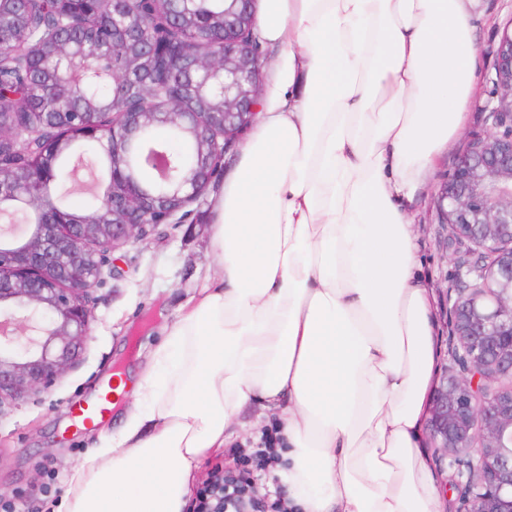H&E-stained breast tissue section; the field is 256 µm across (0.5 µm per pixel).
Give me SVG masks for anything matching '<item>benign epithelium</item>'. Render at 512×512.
Listing matches in <instances>:
<instances>
[{"instance_id":"1","label":"benign epithelium","mask_w":512,"mask_h":512,"mask_svg":"<svg viewBox=\"0 0 512 512\" xmlns=\"http://www.w3.org/2000/svg\"><path fill=\"white\" fill-rule=\"evenodd\" d=\"M132 0H112V44L129 49L125 66L143 85L163 82L159 111L132 100L112 116V143L103 126L90 121L79 135L96 138L112 153V190L103 200L110 224L68 217L29 224L16 238L0 228V415L27 400H39L81 358L95 320L91 295L104 281L111 253L148 239L163 224H187L192 206L204 202L208 186L224 171V155L256 119L264 59L255 31V0H231L234 12L224 32L197 40L180 64L197 80L176 79L165 66L163 37L143 33L130 11ZM90 33L64 53L77 60L100 49ZM37 72L52 65L37 41L25 59ZM490 91L491 123L467 143L454 168L434 189L440 223L452 228L460 250L452 258L446 294L450 346L448 365L426 420L427 438L439 469L448 473L455 512H512V26L503 29ZM193 96L202 112L176 106ZM18 97L0 98V142L19 146L25 132ZM194 134L211 131L208 151L187 175L172 174L175 156L165 153L159 178L175 202L143 186L131 162L141 153L149 126ZM39 170L41 180L31 175ZM9 171L38 184L56 180L50 159ZM508 384L491 388L494 382Z\"/></svg>"}]
</instances>
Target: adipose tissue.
<instances>
[{
    "label": "adipose tissue",
    "mask_w": 512,
    "mask_h": 512,
    "mask_svg": "<svg viewBox=\"0 0 512 512\" xmlns=\"http://www.w3.org/2000/svg\"><path fill=\"white\" fill-rule=\"evenodd\" d=\"M482 0H261L282 54L214 206L223 269L76 464L58 512H183L260 401L304 512H442L424 457L438 360L412 204L466 119Z\"/></svg>",
    "instance_id": "1"
}]
</instances>
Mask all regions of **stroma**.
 I'll list each match as a JSON object with an SVG mask.
<instances>
[{
	"label": "stroma",
	"instance_id": "obj_1",
	"mask_svg": "<svg viewBox=\"0 0 512 512\" xmlns=\"http://www.w3.org/2000/svg\"><path fill=\"white\" fill-rule=\"evenodd\" d=\"M511 21L512 0H484V12L475 22L480 50L466 121L413 204L422 271L434 288L435 340L442 365L448 359L445 294L455 245L448 226L438 221L433 190L469 140L488 127L489 76L502 30ZM223 189L220 181L210 185L192 223L160 226L157 235L117 251L120 273L107 277L94 294L95 320L79 364L45 400L22 402L0 416V499L30 495L41 512H52L70 469L100 447L105 434L123 426L133 404L128 393L91 431L72 426L69 411L75 401H92L108 389L115 373L136 380L181 306L207 277L218 274L210 226L213 203Z\"/></svg>",
	"mask_w": 512,
	"mask_h": 512
}]
</instances>
